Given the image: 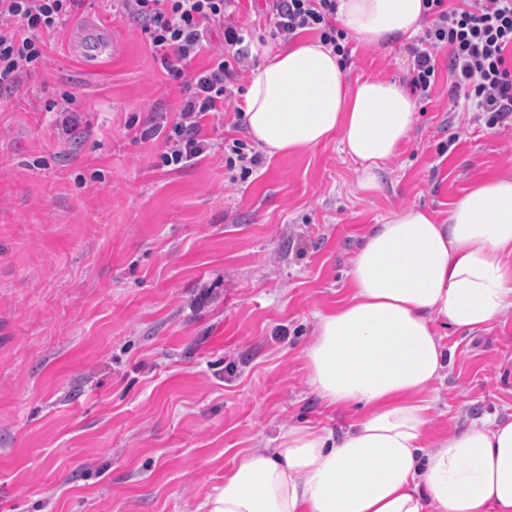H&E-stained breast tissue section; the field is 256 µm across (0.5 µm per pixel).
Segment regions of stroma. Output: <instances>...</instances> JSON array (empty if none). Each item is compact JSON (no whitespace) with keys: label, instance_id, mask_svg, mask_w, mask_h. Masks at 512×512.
Segmentation results:
<instances>
[{"label":"stroma","instance_id":"35a3bbf8","mask_svg":"<svg viewBox=\"0 0 512 512\" xmlns=\"http://www.w3.org/2000/svg\"><path fill=\"white\" fill-rule=\"evenodd\" d=\"M94 12L124 42L110 70L65 52ZM408 47H354L350 77L404 80ZM448 55L385 187L355 192L335 143L224 181L209 155L158 167V112L185 95L140 27L81 0L44 66L0 95V512H206L224 476L282 428H345L307 382L316 311L349 293L369 228L413 204L446 219L512 174V121L453 108ZM76 99L60 131L53 105ZM429 436L512 415V313L449 331Z\"/></svg>","mask_w":512,"mask_h":512}]
</instances>
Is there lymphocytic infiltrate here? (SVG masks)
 Instances as JSON below:
<instances>
[{
	"label": "lymphocytic infiltrate",
	"mask_w": 512,
	"mask_h": 512,
	"mask_svg": "<svg viewBox=\"0 0 512 512\" xmlns=\"http://www.w3.org/2000/svg\"><path fill=\"white\" fill-rule=\"evenodd\" d=\"M77 0H0V91L18 86L47 58L48 36L59 34ZM272 34L288 41L315 32L343 59L352 49L336 24V0H269ZM121 16L138 24L168 75L187 94L166 126L160 164L175 170L224 153L229 184L246 180L263 156L241 138L216 142L201 134L202 122L231 107L249 52L235 0H117ZM421 34L405 77L413 93L429 96L436 85L437 54L448 53L449 93L463 110L494 125L512 116V0H424ZM222 30L213 47L209 35ZM204 69H191L200 54Z\"/></svg>",
	"instance_id": "f902f5d3"
}]
</instances>
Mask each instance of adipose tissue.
Instances as JSON below:
<instances>
[{"mask_svg": "<svg viewBox=\"0 0 512 512\" xmlns=\"http://www.w3.org/2000/svg\"><path fill=\"white\" fill-rule=\"evenodd\" d=\"M357 45L387 49L421 30L423 0H337ZM259 55L243 121L268 155L336 142L358 166L360 191H381L385 164L419 120L398 81L350 79L319 38ZM350 292L315 313L308 381L326 409L353 412L343 432L292 425L224 476L207 512H512V419H480L428 437L451 364L438 328L473 331L512 309V175L473 184L437 221L404 207L370 229L348 271Z\"/></svg>", "mask_w": 512, "mask_h": 512, "instance_id": "obj_1", "label": "adipose tissue"}]
</instances>
